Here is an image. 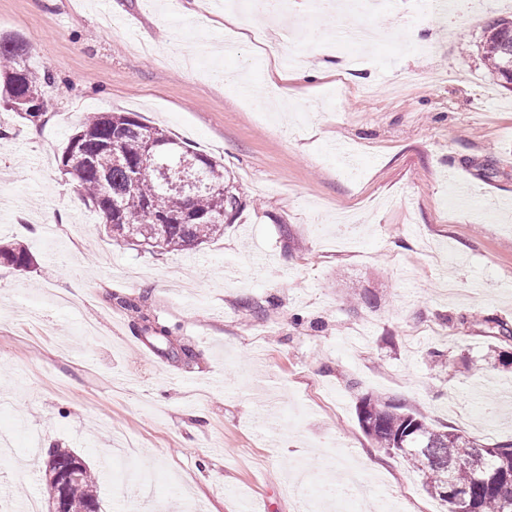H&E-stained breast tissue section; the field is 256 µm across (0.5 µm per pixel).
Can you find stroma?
Segmentation results:
<instances>
[{"mask_svg": "<svg viewBox=\"0 0 512 512\" xmlns=\"http://www.w3.org/2000/svg\"><path fill=\"white\" fill-rule=\"evenodd\" d=\"M170 2L0 0V31L58 78L38 123L0 116V241L34 261L0 264V429L16 436L0 496L48 502L46 453L69 448L97 470L102 512L139 498L152 512H322L347 455L380 467L337 512H446L365 436L357 404L370 393L512 439V369L488 358L479 323L512 326V90L481 48L512 5L462 0L448 16L379 0L357 16L370 45L327 54L317 36L339 24L308 0L270 27L234 8L247 39L224 50L219 0H204L209 28ZM262 30L310 71L284 112L219 79L276 94ZM112 110L224 164L246 208L223 236L169 254L110 241L59 156L89 113ZM75 283L80 300L59 306ZM121 297L168 339L145 338ZM432 346L466 366L434 369Z\"/></svg>", "mask_w": 512, "mask_h": 512, "instance_id": "stroma-1", "label": "stroma"}]
</instances>
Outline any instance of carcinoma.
Instances as JSON below:
<instances>
[{
	"label": "carcinoma",
	"instance_id": "obj_1",
	"mask_svg": "<svg viewBox=\"0 0 512 512\" xmlns=\"http://www.w3.org/2000/svg\"><path fill=\"white\" fill-rule=\"evenodd\" d=\"M31 45L22 36L0 34V108L22 123L45 114L44 88L53 77L30 63ZM483 58L504 83H512V19L489 25ZM63 175L89 206L102 214L112 242L158 252L183 251L224 234L245 207L224 165L146 123L132 112H99L69 137L59 157ZM19 271L30 266L25 248L0 245V263ZM488 349L512 366V354L499 343L512 341L507 324L484 317ZM430 363L454 368L449 352L433 349ZM362 431L380 448L405 459L423 479L427 493L454 512L451 486L468 490L465 512H512V440L481 443L463 430L435 426L415 412L373 394L359 400ZM98 479L90 466L71 489L79 504H99Z\"/></svg>",
	"mask_w": 512,
	"mask_h": 512
}]
</instances>
